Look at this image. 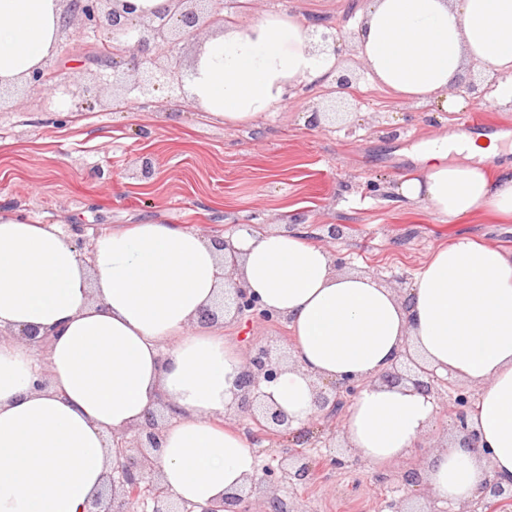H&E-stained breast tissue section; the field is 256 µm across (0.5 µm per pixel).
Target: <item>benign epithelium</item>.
Masks as SVG:
<instances>
[{
  "label": "benign epithelium",
  "instance_id": "benign-epithelium-1",
  "mask_svg": "<svg viewBox=\"0 0 512 512\" xmlns=\"http://www.w3.org/2000/svg\"><path fill=\"white\" fill-rule=\"evenodd\" d=\"M65 25L70 19L80 22L81 30H97L107 25V40L99 45L101 55L98 60L116 70L122 66L135 74L132 85L126 93L139 96L150 95L160 86H167L174 94L184 95L183 72L178 69L158 65L157 54L166 46L188 40L203 27H222L224 22V0H168L165 9L153 12L146 17L147 27L142 31L129 20L131 7L125 0H66ZM111 8L106 10L104 5ZM353 34L340 32H320V39L314 48L332 52L340 51V45ZM57 73L44 64L31 72L26 84L31 88L51 87L59 95L60 107L71 112L84 105V97L78 92L55 80ZM222 310L240 318L251 317L264 322L276 321L279 316L261 308L258 298L248 293L245 286L234 282L225 291L220 301ZM246 370L242 374L240 387L243 395L240 410L245 413L257 428L256 440H261L281 430L290 428V419L281 409L264 402L260 395L253 393L259 383H271L281 370L282 359L266 346L253 348L244 355ZM379 381L387 385L411 383L421 392L441 398L436 373L426 368L410 352L403 359L379 376ZM364 383L347 376L317 392L315 404L317 414L310 425L323 431L336 432V420L327 418L336 406L348 403L363 388ZM455 396L448 406V417L458 435V442L467 448H479V436L468 422L470 402L461 388L454 389ZM160 424L157 413H147L145 423L130 434L113 438V446L118 448L121 461L115 470L116 476L109 482L111 497L103 503L102 496L92 502L89 512H132L133 504L140 503L142 512H194V506L176 497L165 489L159 478V471L153 463L150 452L161 447ZM288 463L266 466L262 475L251 483L259 488L288 480L308 482L318 475L324 464L341 466L345 461L336 457L317 461L298 450H290L285 455ZM251 494L243 491L232 493L219 504L203 512H255L250 500ZM512 503V484L505 486L496 478H488L481 487L480 495L470 503L465 512H496L499 507Z\"/></svg>",
  "mask_w": 512,
  "mask_h": 512
}]
</instances>
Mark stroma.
Wrapping results in <instances>:
<instances>
[{
	"label": "stroma",
	"instance_id": "35a3bbf8",
	"mask_svg": "<svg viewBox=\"0 0 512 512\" xmlns=\"http://www.w3.org/2000/svg\"><path fill=\"white\" fill-rule=\"evenodd\" d=\"M365 0H253L256 12L318 18L341 32L354 31ZM81 33L60 36L50 57L71 89L86 90L82 111L59 116L49 89L15 92L0 104V206L42 223L101 229L154 219L218 235L238 224L277 227L300 220L313 242L344 260V269L371 273L403 290L430 253L452 231L474 235L512 250V222L478 210L456 225L441 223L426 206L398 201L397 183L420 167V146L454 135L478 116L503 125V161L512 162V107L487 106L467 98L464 110L437 112L400 101L364 73L355 44L342 55L344 69L358 80L343 101L330 86L296 91L287 105L251 126L229 127L190 102L171 105L166 90L150 98H125L135 76L89 62ZM178 118L168 121V109ZM319 111L321 125L307 118ZM150 155L153 178L131 176L136 156ZM342 224L345 235L327 239V227ZM224 335L239 349L274 344L286 347L285 321L225 318ZM454 432L439 413L424 446L402 465L375 470L354 459L326 467L308 483L283 484L275 495L299 512H374L384 500L405 497L412 512H448L447 505L420 487L398 482V470L419 472ZM316 458L345 456L325 448L318 432L289 430L256 443L261 463L284 449Z\"/></svg>",
	"mask_w": 512,
	"mask_h": 512
}]
</instances>
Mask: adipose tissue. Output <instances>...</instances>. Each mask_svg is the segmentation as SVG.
Listing matches in <instances>:
<instances>
[{"mask_svg":"<svg viewBox=\"0 0 512 512\" xmlns=\"http://www.w3.org/2000/svg\"><path fill=\"white\" fill-rule=\"evenodd\" d=\"M63 0H0V84L24 80L57 52ZM313 21L264 12L228 23L185 78L189 102L228 126L254 123L295 89L341 68L313 48ZM355 44L372 81L400 99L455 112L467 67L496 77L491 105L512 104V0H367ZM461 158L452 162L450 151ZM449 149L437 137L397 192L452 223L485 206L512 216V166L489 175L496 138ZM238 262L212 237L145 221L104 229L81 259L57 225L0 209V512H88L119 457L107 438L169 407L157 466L162 485L207 507L260 473L250 441L222 423L239 408L245 363L218 326L198 316L243 282L291 335V364L262 397L292 427L315 412L320 385H367L341 433L371 467L405 459L438 412L411 384L377 378L412 347L437 373L478 390L469 414L486 453L437 449L423 476L430 495L459 506L494 476L512 482V253L465 235L438 247L396 293L373 275L343 272L302 230L243 226ZM34 328L45 350L24 339Z\"/></svg>","mask_w":512,"mask_h":512,"instance_id":"ef3b65f1","label":"adipose tissue"}]
</instances>
